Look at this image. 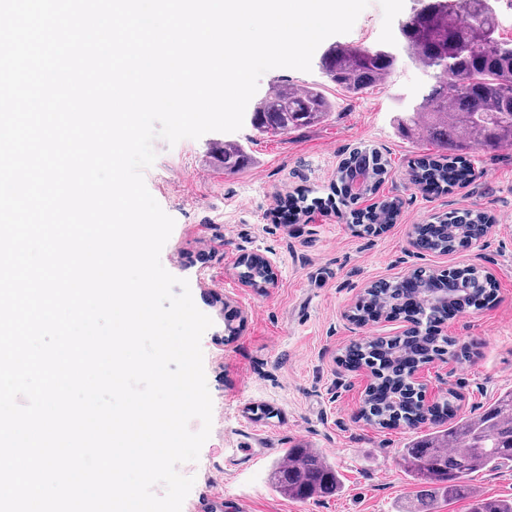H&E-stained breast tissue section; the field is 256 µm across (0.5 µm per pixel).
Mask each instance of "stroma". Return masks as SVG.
<instances>
[{
  "instance_id": "stroma-1",
  "label": "stroma",
  "mask_w": 512,
  "mask_h": 512,
  "mask_svg": "<svg viewBox=\"0 0 512 512\" xmlns=\"http://www.w3.org/2000/svg\"><path fill=\"white\" fill-rule=\"evenodd\" d=\"M415 3L369 0L351 31L333 37L395 49V66L381 85L350 95L316 67L261 76V96L276 80L323 84L335 104L328 121L258 139L246 124L173 146L154 142L157 158L144 180L175 221L161 262L188 280L196 306L213 321L201 340L212 428L198 461L178 467L195 480L187 503L213 490L223 493L224 512H236L239 502L248 512H401L415 486L396 458L417 432L367 425L359 411L371 375L345 361L358 339L394 336L402 326L383 315L363 326L344 318L373 282L401 280L421 267H487L497 283L494 300L449 316L443 333L463 354L427 364L422 381L437 402L456 392L461 416L482 412L512 388V147L472 152L465 186L429 192L408 184L417 162L436 154L434 145L402 137L393 123L430 81L398 48V25ZM227 140L248 145L252 167L225 173L219 150ZM357 149L389 160L375 198L400 202L393 223L378 234L352 226L337 191L336 172ZM464 208L484 211L493 232L450 254L410 248L414 225ZM251 254L269 262L273 287L244 286L240 260ZM295 446L319 449L335 464L340 492L305 502L273 492L270 451ZM243 448L262 454L246 461Z\"/></svg>"
}]
</instances>
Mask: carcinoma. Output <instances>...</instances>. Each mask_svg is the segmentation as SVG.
I'll return each instance as SVG.
<instances>
[{
  "label": "carcinoma",
  "mask_w": 512,
  "mask_h": 512,
  "mask_svg": "<svg viewBox=\"0 0 512 512\" xmlns=\"http://www.w3.org/2000/svg\"><path fill=\"white\" fill-rule=\"evenodd\" d=\"M398 31L402 48L431 77L421 99L398 116L400 132L407 138L422 133L440 151V159L421 161L411 177L420 186L435 182L442 188L448 185V169L470 174L467 158L472 151L512 146V40L500 37L496 0H422ZM393 64L394 56L358 44H331L319 58L328 82L353 95L381 84ZM334 111L323 87L299 89L280 82L254 105L258 121L252 128L261 136L291 133L327 121ZM222 158L224 170L230 172L252 162L245 146L231 141L224 142ZM387 166L376 151H354L337 171L342 198L352 201L375 194ZM398 209L396 199L381 200L377 218H368L359 231L369 234L377 224L392 223ZM488 220L486 213L469 210L448 215L434 235L424 233L421 224L416 233L421 247L452 253L467 247L474 228ZM450 276L454 288L439 302L429 298L441 281L439 273L413 274L419 300L409 313L414 323L409 335L352 345L350 352L396 390L379 400L368 393L361 419L380 427L400 422L410 428L429 425V433L407 442L399 455L401 469L420 486L416 503L402 512H438L439 501L463 495L470 498L468 512H512V500L484 497L464 485L473 472L512 467V389L477 414L454 417L453 392L443 404L422 413L420 389L405 373L422 359L448 353L451 341L427 336V329L445 313L480 307L495 298L496 282L475 268L452 269ZM403 295L401 282L381 281L366 291L352 319L362 323L374 312H391ZM270 478L277 494L293 500L332 496L341 485L335 465L313 448L287 449L285 457L274 462Z\"/></svg>",
  "instance_id": "obj_1"
}]
</instances>
